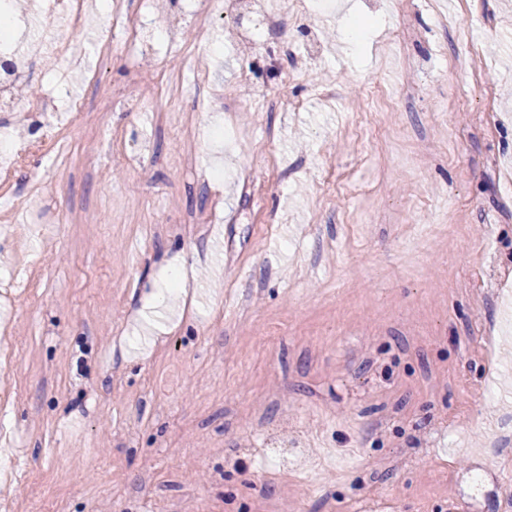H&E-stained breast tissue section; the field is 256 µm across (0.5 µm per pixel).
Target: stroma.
<instances>
[{
    "instance_id": "stroma-1",
    "label": "stroma",
    "mask_w": 512,
    "mask_h": 512,
    "mask_svg": "<svg viewBox=\"0 0 512 512\" xmlns=\"http://www.w3.org/2000/svg\"><path fill=\"white\" fill-rule=\"evenodd\" d=\"M288 6L190 90L176 0L137 64L22 52L86 110L0 111V512H512V0ZM364 39L365 33L347 22L341 28L338 41L347 55L359 57Z\"/></svg>"
}]
</instances>
